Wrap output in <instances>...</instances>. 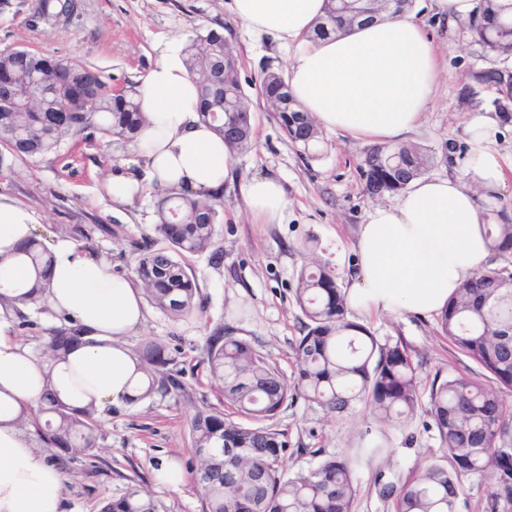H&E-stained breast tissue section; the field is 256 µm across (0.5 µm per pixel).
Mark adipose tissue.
Instances as JSON below:
<instances>
[{"instance_id":"1","label":"adipose tissue","mask_w":512,"mask_h":512,"mask_svg":"<svg viewBox=\"0 0 512 512\" xmlns=\"http://www.w3.org/2000/svg\"><path fill=\"white\" fill-rule=\"evenodd\" d=\"M326 0H232L247 30L299 51L286 82L318 125L353 138L399 143L420 122L438 70L424 27L411 15L384 17L327 38H312ZM160 57L136 88L149 126L137 145L147 184L175 193L212 191L232 177L224 141L203 121L196 85L178 35L159 43ZM497 119L470 124L464 170L495 193L506 182L494 147ZM245 200L255 223H281L288 201L279 179L252 178ZM483 210L453 175L415 180L360 225L348 269V308L364 314L405 311L438 315L492 254ZM27 208L0 202V293L20 298L33 283L16 256L35 230ZM46 278L54 315L82 337L64 359L44 362L0 323V512H68L64 474L35 448L20 425L27 409L53 385L71 406H123L142 390L144 375L126 339L145 320L141 294L105 262L66 238L51 246Z\"/></svg>"}]
</instances>
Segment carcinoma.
Masks as SVG:
<instances>
[{
    "label": "carcinoma",
    "mask_w": 512,
    "mask_h": 512,
    "mask_svg": "<svg viewBox=\"0 0 512 512\" xmlns=\"http://www.w3.org/2000/svg\"><path fill=\"white\" fill-rule=\"evenodd\" d=\"M483 17L464 22L484 51L512 55V18L502 15L496 0H485ZM37 13L58 17L69 0H35ZM353 6L327 0L313 36L329 37L353 26ZM185 63L199 95L200 114L224 139L229 151L252 146L251 113L239 78L237 58L224 34L205 30L190 39ZM509 72L487 68L475 75L494 83L503 95ZM261 96L286 137L303 146L320 131L301 111L284 77L265 74ZM146 117L128 93H115L102 73L72 58L48 57L26 49L0 48V143L20 157L57 151L66 137L114 139L133 143ZM434 158L415 145H376L363 151L360 164L364 191L371 197L399 193L425 175ZM224 210V188L166 195L157 202L155 233L164 248H144L134 272L148 300L173 317L191 315L197 283L181 263L185 254L217 256L216 224ZM499 256L512 254V223L486 225ZM25 263L42 282L51 254L35 236L19 248ZM296 301L306 319L294 349V384L271 366L251 343L231 333L213 335L206 343V361L224 400L250 423H237L210 407L190 421L191 452L198 461L194 484L204 512H352L356 495L355 464L350 457H330L292 475L284 469L286 433L268 423L284 406L301 396L330 413H343L358 401L375 414L404 425L419 406V372L401 343H380L363 325L348 319L345 295L329 269L303 267L297 278ZM442 334L474 360L495 383L490 386L463 374L434 377L426 413L431 417L445 454L432 460L415 479L404 483L376 481L378 493L394 501L395 512H456L464 478L492 475L490 512H512V406L503 393L512 392V273L489 267L466 281L440 316ZM45 349L58 358L80 339L79 330L50 328ZM144 393L135 403L162 390L181 389L172 374L173 351L158 341L138 351ZM96 409L76 410L52 387L45 388L23 422L30 423L51 459L89 453L98 446ZM100 512H157L155 501L131 486L105 501Z\"/></svg>",
    "instance_id": "1"
}]
</instances>
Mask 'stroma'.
Masks as SVG:
<instances>
[{"label": "stroma", "mask_w": 512, "mask_h": 512, "mask_svg": "<svg viewBox=\"0 0 512 512\" xmlns=\"http://www.w3.org/2000/svg\"><path fill=\"white\" fill-rule=\"evenodd\" d=\"M65 22L43 19L33 0H9L0 7V48H24L46 56H64L100 69L113 90L135 91L159 58L157 41L196 29H215L239 61V77L250 103L252 148L232 156L233 178L224 185V212L217 226L220 258L188 254L183 262L199 284L197 310L174 319L146 305V319L131 350L148 340L176 349L175 371L182 390L154 393L136 403L96 412L100 423L95 455L69 456L61 464L69 512H99L103 501L130 486L150 495L158 512H203L193 482L197 461L190 451V421L198 409L221 407L218 384L204 361L205 342L218 328L230 329L260 350L286 379L295 377L294 347L304 317L295 300L302 266L315 263L343 276L354 260L352 244L371 210L390 196L368 197L359 166L368 143L322 130L316 144L290 142L258 93L263 71L286 73L296 48L270 36L248 32L234 18L231 0H75ZM420 21L439 54V74L424 117L409 143L436 158L430 173H461L467 130L480 112L493 111L499 93L478 84L476 71L492 67L482 48L460 25L436 19L428 0H413ZM144 178V161L133 145L67 139L55 153L20 159L0 145V200L24 206L36 217L42 243L67 237L103 257L113 274L134 275L144 244L162 247L154 232L157 191L113 204L105 184L112 171ZM261 175L276 176L288 198L283 223L257 224L242 194L244 184ZM14 339L44 357L46 328L55 326L37 307L0 318ZM381 342H401L419 366L420 410L405 426L379 421L360 402L346 412L329 413L304 400L281 409L273 425L288 436L285 467L294 473L330 456L382 445L381 454L363 460L356 472L354 512H394L392 500L379 497L376 477L392 482L416 478L442 456L437 432L426 416L435 375L460 373L481 377L482 370L443 336L437 317L400 312L361 319ZM167 458L179 462L185 483L180 489L158 483L154 471Z\"/></svg>", "instance_id": "obj_1"}]
</instances>
